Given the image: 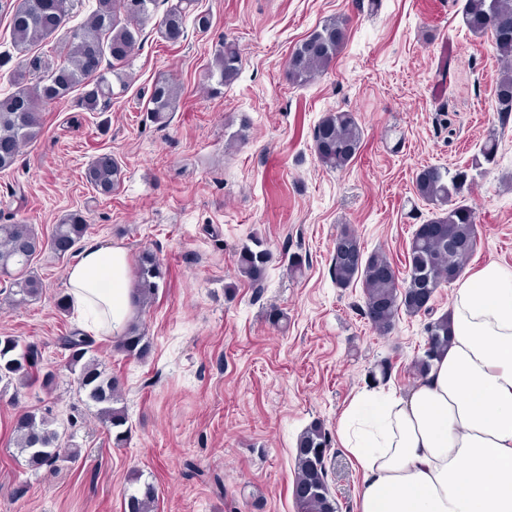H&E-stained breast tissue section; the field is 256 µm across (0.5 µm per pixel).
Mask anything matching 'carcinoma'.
<instances>
[{
  "label": "carcinoma",
  "instance_id": "1",
  "mask_svg": "<svg viewBox=\"0 0 512 512\" xmlns=\"http://www.w3.org/2000/svg\"><path fill=\"white\" fill-rule=\"evenodd\" d=\"M194 0H176L158 22L161 38L177 43L185 35V19ZM156 0H95V8L81 25L65 29L72 0H15L9 4L12 46L25 53L20 72L15 75L16 90L0 99V171L13 167L22 147L35 141L42 131L40 106L62 103L76 89L81 90L75 106L95 111L114 95V85L125 90L128 74L118 68L103 69L109 57L123 64L129 62L140 45L141 22L151 18ZM466 28L474 35L492 32L493 45L505 65L496 83V110L505 121L512 116V0H466L463 10ZM64 33L66 57L52 65L30 47L45 43ZM348 20L337 16L325 20L292 50L288 58V81L303 85L324 72L347 40ZM241 66L240 52L235 44L224 43L215 59L211 77L219 86L233 84ZM32 75L36 83L25 84ZM178 97V88L168 79H159L151 87L149 112L153 122L162 126L170 121ZM364 130L355 115L347 111L330 112L314 128V150L320 164L328 170L346 168L359 153ZM498 139L489 137L480 149L481 163L495 162ZM86 183L98 195L108 197L119 185L122 169L108 154L95 157L84 173ZM474 176L469 169L448 170L429 166L416 176L419 196L433 204L436 212L428 220L443 229L444 239L436 240L416 230L410 242L408 277L384 276L381 271L391 262L381 252L364 256L360 244L349 229L337 237L331 259L330 273L340 288L361 282L365 297L364 315L380 334H388L399 312L409 314L430 311L432 296L425 290V279L437 285L452 283L463 273L476 243V216L466 203ZM88 230L86 216L75 211L55 225L46 240L39 237L33 225L9 218L0 222V276L9 278V302L23 305L39 299L43 283L30 271L34 255L45 248L60 257L72 255ZM269 251L258 238L242 246L238 253L239 274L254 284L265 276ZM160 260L150 251L142 252L135 267L134 302L139 306L151 303L164 280ZM448 315L429 322L427 347L416 357L413 369L423 376L433 358L448 348ZM58 345L67 352L65 368L76 376L79 391L97 407V417L113 436L114 444L124 443L129 434L128 416L118 383L106 375L93 355V341L85 333L74 331L58 338ZM117 350L128 356L148 353L150 342L141 328L133 324L116 341ZM43 352L36 342L22 343L14 336H0V388L6 390L13 382L32 386L36 383L52 390L55 374L41 373ZM54 420L34 413L21 415L14 428L16 447L26 455L33 469L59 467L76 463L78 448L62 444L61 435L53 428ZM328 451V435L315 422L298 438L295 453L296 478L293 497L297 512H337L324 469ZM155 490L149 483L130 489L124 499V512H154Z\"/></svg>",
  "mask_w": 512,
  "mask_h": 512
}]
</instances>
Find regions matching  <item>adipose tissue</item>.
Wrapping results in <instances>:
<instances>
[{
  "label": "adipose tissue",
  "mask_w": 512,
  "mask_h": 512,
  "mask_svg": "<svg viewBox=\"0 0 512 512\" xmlns=\"http://www.w3.org/2000/svg\"><path fill=\"white\" fill-rule=\"evenodd\" d=\"M67 285L88 331L123 332L133 310L125 250L89 244ZM448 318V348L413 390L362 391L338 420L362 473L356 512H512V270H477Z\"/></svg>",
  "instance_id": "ef3b65f1"
}]
</instances>
